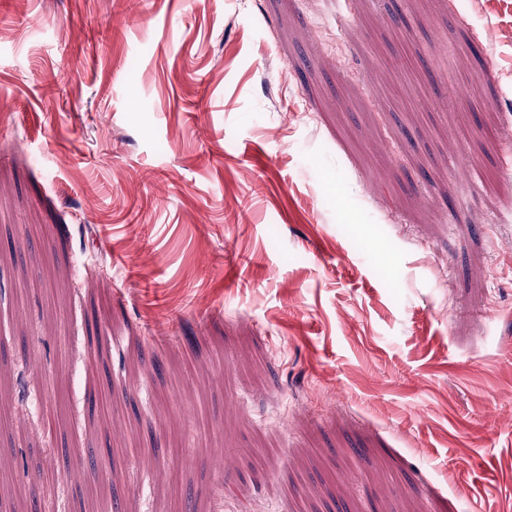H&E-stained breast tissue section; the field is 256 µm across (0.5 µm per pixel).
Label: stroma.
Masks as SVG:
<instances>
[{
	"label": "stroma",
	"mask_w": 512,
	"mask_h": 512,
	"mask_svg": "<svg viewBox=\"0 0 512 512\" xmlns=\"http://www.w3.org/2000/svg\"><path fill=\"white\" fill-rule=\"evenodd\" d=\"M510 126L512 0H0V512H512Z\"/></svg>",
	"instance_id": "stroma-1"
}]
</instances>
